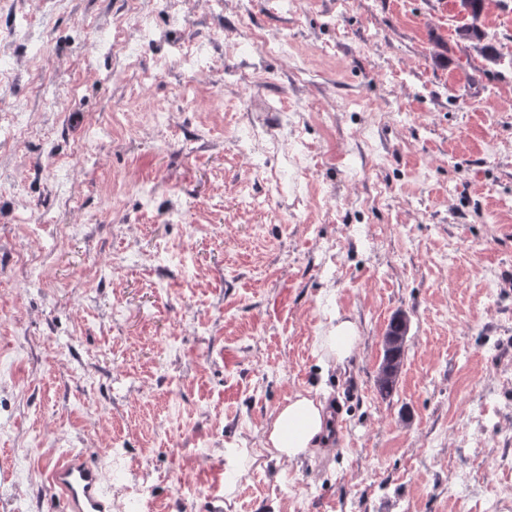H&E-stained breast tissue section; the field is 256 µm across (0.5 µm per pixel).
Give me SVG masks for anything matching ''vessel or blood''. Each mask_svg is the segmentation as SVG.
Returning <instances> with one entry per match:
<instances>
[{"label": "vessel or blood", "instance_id": "1", "mask_svg": "<svg viewBox=\"0 0 512 512\" xmlns=\"http://www.w3.org/2000/svg\"><path fill=\"white\" fill-rule=\"evenodd\" d=\"M343 404L329 406V433L326 448H335L341 437L344 420ZM108 473L91 463L84 455L69 453L50 466L48 481L59 492L62 512H112V496L107 489Z\"/></svg>", "mask_w": 512, "mask_h": 512}]
</instances>
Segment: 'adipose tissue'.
<instances>
[{
    "instance_id": "obj_1",
    "label": "adipose tissue",
    "mask_w": 512,
    "mask_h": 512,
    "mask_svg": "<svg viewBox=\"0 0 512 512\" xmlns=\"http://www.w3.org/2000/svg\"><path fill=\"white\" fill-rule=\"evenodd\" d=\"M322 428L321 404L298 393L277 409L265 429L263 446L274 459L292 460L310 448Z\"/></svg>"
}]
</instances>
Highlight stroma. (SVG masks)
<instances>
[{
  "label": "stroma",
  "instance_id": "stroma-1",
  "mask_svg": "<svg viewBox=\"0 0 512 512\" xmlns=\"http://www.w3.org/2000/svg\"><path fill=\"white\" fill-rule=\"evenodd\" d=\"M186 22L136 62L86 64L84 32L128 0H10L0 123V512H46L43 473L84 452L109 467L112 512L146 486L155 512H483L512 468V0L481 27L495 76L456 39V0H183ZM240 41L233 49L225 34ZM285 39L258 56L256 34ZM207 42L186 73L176 44ZM49 77L40 94L31 64ZM282 103L287 118L264 109ZM170 117L155 126L156 113ZM288 127L259 207L238 155L249 125ZM361 169L351 180L347 166ZM71 225L54 242L25 218ZM333 275H325V267ZM411 327L392 396L375 377L389 320ZM359 334L343 361L331 316ZM357 386L332 454L262 446L294 394ZM249 449L248 459L237 458ZM183 474V489L173 484ZM37 129L30 112H25L22 108L12 113L11 120L6 128L4 139L12 142L28 138L36 133ZM337 321L333 324V321ZM356 330L352 323L338 317H331L328 321V327L319 336L320 346L328 357L336 358V362L343 361L353 351L358 341Z\"/></svg>",
  "mask_w": 512,
  "mask_h": 512
}]
</instances>
